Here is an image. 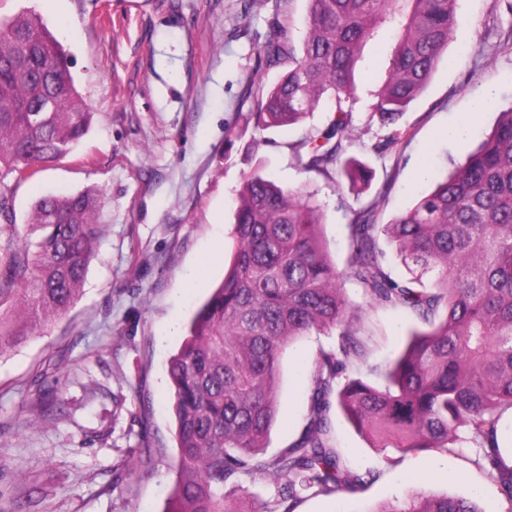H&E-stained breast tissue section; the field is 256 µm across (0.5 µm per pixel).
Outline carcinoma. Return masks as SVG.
I'll return each instance as SVG.
<instances>
[{"mask_svg": "<svg viewBox=\"0 0 512 512\" xmlns=\"http://www.w3.org/2000/svg\"><path fill=\"white\" fill-rule=\"evenodd\" d=\"M302 50L284 30L262 46L268 66L288 64L276 85L256 93L249 116L260 126L304 121L329 98L336 119L296 145L307 171L325 173L345 151L363 46L394 36L386 75L371 91L373 114L390 128L426 89L454 39L457 0H308ZM92 113L68 54L31 11L0 17V354L64 316L79 298L89 261L105 233L89 192L38 198L19 231L9 220L12 184L70 154ZM350 184L368 167L344 163ZM323 208L300 188L255 171L243 179L234 214L236 248L224 280L197 310L168 364L174 389L177 481L167 512H224V487L269 478L274 503L260 512H295L301 495L352 492V471L330 439L337 406L372 447L446 452L467 443L483 451L487 473L512 503V467L502 461L503 414L512 411V109L448 176L391 223L365 208L349 224V257L337 268L321 235ZM392 241L411 278L385 272L379 232ZM358 282L371 303L410 310L426 326L372 372H354L362 346L344 293ZM338 330L336 352L315 365L307 424L299 441L267 458L277 415L285 347L312 331ZM387 512H481L474 500L421 491Z\"/></svg>", "mask_w": 512, "mask_h": 512, "instance_id": "1", "label": "carcinoma"}]
</instances>
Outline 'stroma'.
I'll return each instance as SVG.
<instances>
[{"mask_svg":"<svg viewBox=\"0 0 512 512\" xmlns=\"http://www.w3.org/2000/svg\"><path fill=\"white\" fill-rule=\"evenodd\" d=\"M60 11L49 26L71 56L93 124L74 153L14 184L15 222L24 224L41 196L90 191L108 229L70 311L0 354V512L41 488L47 497L31 512H165L177 480L168 363L231 261L244 177L257 169L281 186L316 193L328 255L344 267L353 210L376 205L378 224L390 223L512 108V13L507 0H459L456 37L401 118L402 141L385 153L373 146L388 129L373 117L370 98L357 100L345 155L365 163L372 179L353 190L342 170L306 171L293 150L335 119L334 105L297 125L258 128L245 120L254 84L270 86L282 74L260 65L261 46L283 27L301 43L308 0H62ZM392 44L388 34L365 44L360 88L383 77ZM488 97L495 106L468 137L448 139V128ZM346 294L364 366H385L416 319L370 305L356 282H347ZM337 347L331 331L286 349L267 456L301 437L315 360ZM48 391L63 410L41 423L38 403ZM329 421L334 446L368 481L353 492L304 494L296 512H379L416 491L512 512L473 446L383 454L338 410Z\"/></svg>","mask_w":512,"mask_h":512,"instance_id":"1","label":"stroma"}]
</instances>
